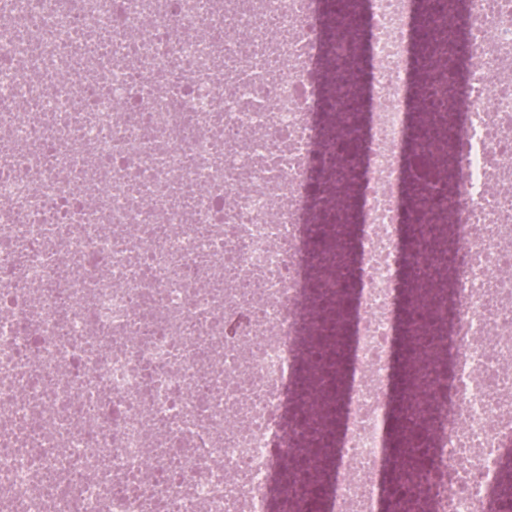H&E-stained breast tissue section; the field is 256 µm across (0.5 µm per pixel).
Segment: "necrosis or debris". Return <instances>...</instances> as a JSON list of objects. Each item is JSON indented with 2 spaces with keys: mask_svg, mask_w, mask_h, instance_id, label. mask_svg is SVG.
I'll list each match as a JSON object with an SVG mask.
<instances>
[{
  "mask_svg": "<svg viewBox=\"0 0 512 512\" xmlns=\"http://www.w3.org/2000/svg\"><path fill=\"white\" fill-rule=\"evenodd\" d=\"M414 11L367 0L330 140L317 0H0V512L512 501V0H469L448 144L407 156ZM332 170L323 183L326 187L324 192L328 191L325 198L329 204L345 206L347 204V189L353 171L347 170L338 158H336V167Z\"/></svg>",
  "mask_w": 512,
  "mask_h": 512,
  "instance_id": "1",
  "label": "necrosis or debris"
}]
</instances>
